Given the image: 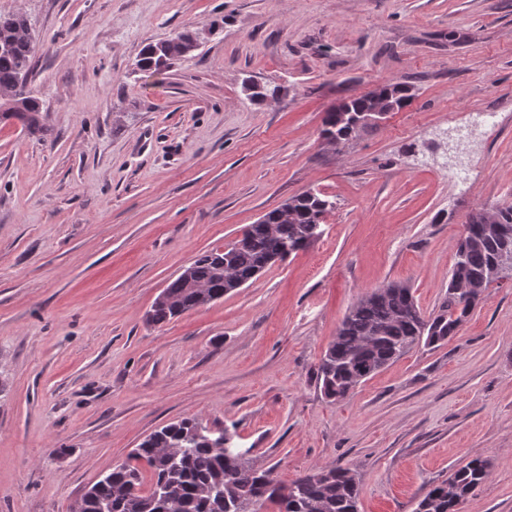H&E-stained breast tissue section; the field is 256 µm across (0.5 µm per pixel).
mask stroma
Returning a JSON list of instances; mask_svg holds the SVG:
<instances>
[{
    "instance_id": "stroma-1",
    "label": "stroma",
    "mask_w": 512,
    "mask_h": 512,
    "mask_svg": "<svg viewBox=\"0 0 512 512\" xmlns=\"http://www.w3.org/2000/svg\"><path fill=\"white\" fill-rule=\"evenodd\" d=\"M34 32L45 139L0 123V512H70L155 429L228 431L279 483L351 468L359 512H413L470 458L464 512H512V277L456 336L341 401L320 360L348 311L445 298L470 214L512 204V0H0ZM216 27L194 59L147 43ZM278 87L250 102L244 80ZM386 81L404 109L332 147L326 112ZM320 236L209 306L147 313L286 199ZM189 30L177 33L163 42L145 45L137 59L136 67L142 72L156 73L172 67L177 61H189L196 55L189 53Z\"/></svg>"
}]
</instances>
